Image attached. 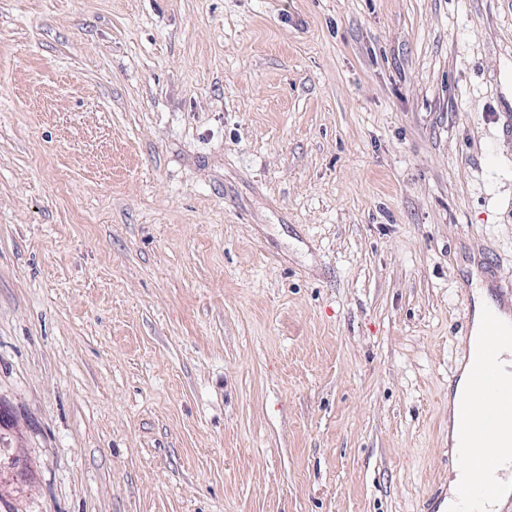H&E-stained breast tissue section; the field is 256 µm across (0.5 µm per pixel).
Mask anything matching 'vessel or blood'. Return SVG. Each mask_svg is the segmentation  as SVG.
<instances>
[{"mask_svg":"<svg viewBox=\"0 0 512 512\" xmlns=\"http://www.w3.org/2000/svg\"><path fill=\"white\" fill-rule=\"evenodd\" d=\"M481 353L488 371L474 384L476 408L466 421L464 453L486 457L487 463L482 469L464 472L457 487V499L463 505L488 497L495 487L497 460L504 456L512 458V444L504 446L494 440L499 426L512 423V382L503 380L497 370L496 340L483 341Z\"/></svg>","mask_w":512,"mask_h":512,"instance_id":"b4317fda","label":"vessel or blood"}]
</instances>
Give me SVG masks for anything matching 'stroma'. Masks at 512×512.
Listing matches in <instances>:
<instances>
[{
    "instance_id": "obj_1",
    "label": "stroma",
    "mask_w": 512,
    "mask_h": 512,
    "mask_svg": "<svg viewBox=\"0 0 512 512\" xmlns=\"http://www.w3.org/2000/svg\"><path fill=\"white\" fill-rule=\"evenodd\" d=\"M512 280V0H0V512H426Z\"/></svg>"
}]
</instances>
